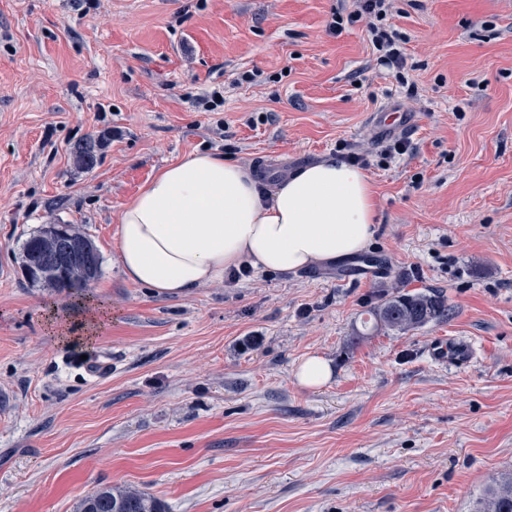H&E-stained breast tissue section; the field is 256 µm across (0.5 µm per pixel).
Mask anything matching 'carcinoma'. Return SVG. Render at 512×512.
<instances>
[{"mask_svg": "<svg viewBox=\"0 0 512 512\" xmlns=\"http://www.w3.org/2000/svg\"><path fill=\"white\" fill-rule=\"evenodd\" d=\"M106 140L90 137L75 148V163L80 170L93 169L105 148ZM31 236L23 246L26 264L23 265L29 282H42L43 274L61 268L64 259L77 252L89 263L90 277L95 280L101 272V257L93 244L78 247L71 238L55 235L50 247L41 248L38 239ZM448 313L442 296L434 292H396L380 301L369 311L371 330L387 328L399 333L416 330ZM76 512H167L157 498L144 492L118 486H102L82 498ZM471 512H512V471L492 480L472 504Z\"/></svg>", "mask_w": 512, "mask_h": 512, "instance_id": "1", "label": "carcinoma"}]
</instances>
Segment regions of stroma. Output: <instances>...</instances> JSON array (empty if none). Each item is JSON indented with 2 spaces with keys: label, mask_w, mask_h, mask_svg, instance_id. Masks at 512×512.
I'll use <instances>...</instances> for the list:
<instances>
[{
  "label": "stroma",
  "mask_w": 512,
  "mask_h": 512,
  "mask_svg": "<svg viewBox=\"0 0 512 512\" xmlns=\"http://www.w3.org/2000/svg\"><path fill=\"white\" fill-rule=\"evenodd\" d=\"M341 4L0 0V512H74L105 484L168 512H468L512 471V0H395L403 85L362 25L329 33ZM386 107L416 124L387 160ZM345 142L376 204L356 260L171 298L124 277L117 215L161 167L218 151L270 185ZM49 224L100 253L92 343L60 342L47 314L73 296L24 276ZM394 286L448 316L362 336ZM442 336L474 363H434ZM309 356L323 386L296 377ZM105 144L106 140L103 136L97 138L89 137L79 143L75 148L76 167L80 170L93 169L98 163ZM332 375L330 364L319 357H307L297 368L296 376L305 387L315 388L325 384Z\"/></svg>",
  "instance_id": "stroma-1"
}]
</instances>
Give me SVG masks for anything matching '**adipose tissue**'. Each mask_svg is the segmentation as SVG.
I'll return each instance as SVG.
<instances>
[{
  "label": "adipose tissue",
  "mask_w": 512,
  "mask_h": 512,
  "mask_svg": "<svg viewBox=\"0 0 512 512\" xmlns=\"http://www.w3.org/2000/svg\"><path fill=\"white\" fill-rule=\"evenodd\" d=\"M375 218L359 167L326 158L270 189L221 154L195 152L158 170L122 205L115 249L130 283L181 296L245 263L288 273L359 253ZM111 319L110 309L86 301L50 327L60 341H91Z\"/></svg>",
  "instance_id": "1"
}]
</instances>
